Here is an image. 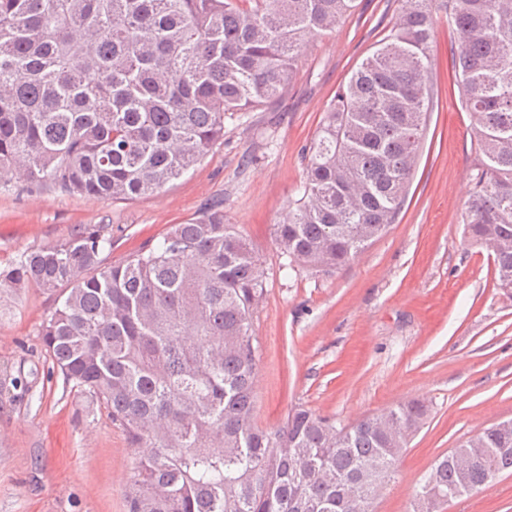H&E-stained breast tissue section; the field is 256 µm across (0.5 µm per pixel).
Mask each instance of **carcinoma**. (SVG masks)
Masks as SVG:
<instances>
[{"label":"carcinoma","mask_w":512,"mask_h":512,"mask_svg":"<svg viewBox=\"0 0 512 512\" xmlns=\"http://www.w3.org/2000/svg\"><path fill=\"white\" fill-rule=\"evenodd\" d=\"M356 0H0V171L37 188L132 200L181 178L218 141L224 115L290 83L308 38ZM454 68L475 118L466 236L497 243L512 293V0H448ZM431 0H402L390 33L329 103L306 180L277 244L317 272L353 262L404 204L432 111ZM84 228L0 269L17 288L62 291L42 325L64 382L147 448L127 512H363L430 413L398 404L336 427L304 406L253 425L251 314L260 262L214 202L124 261ZM469 455L466 475L453 455ZM512 471V427L438 459L425 489L478 490Z\"/></svg>","instance_id":"carcinoma-1"}]
</instances>
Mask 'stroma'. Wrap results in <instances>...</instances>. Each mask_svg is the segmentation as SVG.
I'll return each instance as SVG.
<instances>
[{"label": "stroma", "mask_w": 512, "mask_h": 512, "mask_svg": "<svg viewBox=\"0 0 512 512\" xmlns=\"http://www.w3.org/2000/svg\"><path fill=\"white\" fill-rule=\"evenodd\" d=\"M401 6L356 0L333 32L309 40L278 98L227 113L223 140L158 193L115 202L31 189L0 174V268L88 226L111 235L101 255L109 266L223 199L225 223L264 271L265 294L251 318L256 425L277 429L299 405L339 427L414 399L430 407L375 512H417L437 459L512 419V296L496 288L487 250L464 236L474 119L453 84L458 35L446 0L432 6L438 94L393 224L354 262L327 273L291 260L272 233L300 196L303 150L327 105L389 34ZM55 306L52 293L0 286V512H127L141 451L54 366L41 325ZM443 512H512V473Z\"/></svg>", "instance_id": "obj_1"}]
</instances>
